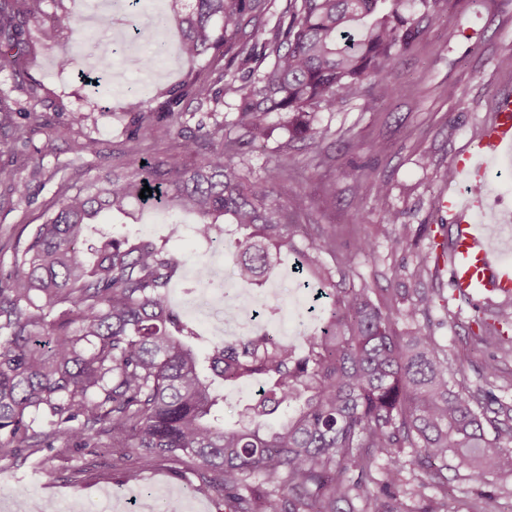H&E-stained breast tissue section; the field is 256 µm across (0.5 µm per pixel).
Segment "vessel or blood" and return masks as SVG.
Listing matches in <instances>:
<instances>
[{
    "instance_id": "1",
    "label": "vessel or blood",
    "mask_w": 512,
    "mask_h": 512,
    "mask_svg": "<svg viewBox=\"0 0 512 512\" xmlns=\"http://www.w3.org/2000/svg\"><path fill=\"white\" fill-rule=\"evenodd\" d=\"M512 161V95L497 99L495 118L482 138L455 165L463 183L485 178L504 161ZM450 224V283L454 296L472 301L488 295L512 296V226L489 229L481 219L491 207L485 194L453 192L442 200Z\"/></svg>"
}]
</instances>
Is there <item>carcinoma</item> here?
Wrapping results in <instances>:
<instances>
[{"instance_id": "1", "label": "carcinoma", "mask_w": 512, "mask_h": 512, "mask_svg": "<svg viewBox=\"0 0 512 512\" xmlns=\"http://www.w3.org/2000/svg\"><path fill=\"white\" fill-rule=\"evenodd\" d=\"M171 12L148 25L129 20L153 68L166 49L159 31H182L181 54L224 64L205 85H182L153 109L136 86L125 92L123 135L138 144L157 124L179 151L128 163L102 179L60 192L24 248L15 254L10 283L0 288V459L36 457L47 464L83 448H110L123 483L124 466L190 464L200 487L215 493L224 512H448L452 458L479 485L492 472L512 474V424L486 429L492 397L469 394L448 380L465 354L448 355L432 334L401 336L397 321L417 320L440 294L433 288H393L376 303L369 289L346 286L343 269L329 271L307 251L294 270L320 288L322 326L301 347L266 330L213 345L169 305L179 260L165 247L110 236L88 260L80 242L100 213L151 207L191 213L194 231L224 242L221 217L243 231L235 242V278L252 284L294 252L300 225L283 203L279 166L249 178L240 148L267 137L272 114L296 139L317 143L328 130L323 110L372 92L395 93L392 71L424 28L439 18L437 0H169ZM42 0H0V67L25 72L30 22ZM277 16L274 25L269 18ZM266 38L258 39V33ZM116 45L79 75L100 87L112 71ZM16 110L0 101V129L18 138L39 123L38 88ZM231 97L233 118L218 120ZM202 113L186 125L185 102ZM238 133L224 136V130ZM78 157L100 154L97 139L76 140ZM197 161L187 164L185 157ZM152 195L139 197L144 186ZM417 255L413 275L448 255ZM339 280H334V276ZM469 339L493 347L488 379L503 377L512 355V307L476 322ZM254 382L250 402L230 425L224 387ZM49 430H40L42 423ZM434 494H426V490ZM413 501L409 505L403 498Z\"/></svg>"}]
</instances>
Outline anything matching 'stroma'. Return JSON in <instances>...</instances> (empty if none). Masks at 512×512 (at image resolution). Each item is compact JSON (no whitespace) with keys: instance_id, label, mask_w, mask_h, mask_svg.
<instances>
[{"instance_id":"stroma-1","label":"stroma","mask_w":512,"mask_h":512,"mask_svg":"<svg viewBox=\"0 0 512 512\" xmlns=\"http://www.w3.org/2000/svg\"><path fill=\"white\" fill-rule=\"evenodd\" d=\"M95 0H44L42 14L30 26L26 80L40 83L37 110L42 129L23 140L12 131L0 130V168L19 171L27 182L25 194L0 183V280L14 270V256L22 249L31 230L42 221L44 212L56 201L61 186L83 184L113 167L139 161L160 153L174 152L177 142L165 130L129 150L122 133L125 82H136L137 72L127 80L113 79L108 95L92 94L74 71H58L56 62L64 55L92 62L95 55L125 32L128 15L124 11L95 12ZM438 24L424 29L421 36L399 60L394 81L398 93L390 99L364 97L340 105L320 115L329 135L320 143L289 139L286 131L275 130L263 148L247 151L242 168L250 176L262 174L271 161H281L287 176L285 197L301 195L305 203L293 220L322 232L325 240L317 255L331 267L350 274L355 286L371 288L381 302L392 288H438L448 298L447 307H434L419 315L416 323L399 322L398 330L417 326L429 330L438 344L455 352L466 338L476 317H488L503 304L501 296L473 304L453 298L448 270L438 266L423 279L412 276L415 256L428 252L434 236L446 219L439 205L448 181L442 174L495 117L497 97L512 91V72L498 68L497 59L512 53V0H440ZM80 17L85 27L95 30L91 41L80 40L72 31L68 14ZM56 24L55 40H43L39 29ZM174 52L154 68L148 89L155 102L167 91L182 84L203 81V62H191L176 54L180 38L175 26L160 34ZM67 124L65 134H52V126ZM92 136L103 147L98 156L77 157L71 150L75 139ZM378 181L388 183L386 209L397 213L395 232L407 234L411 246L405 251L390 247L381 231L382 211L352 195L354 184L362 188ZM194 216H182L172 223L163 213L146 210L136 220L113 218L90 225L86 237L96 242L104 235L124 231L151 238L182 260L169 288L174 310L187 315L196 287V261L209 249L193 230ZM361 238L373 243L371 255L359 254L354 243ZM487 353L471 351L461 368L455 369L457 388L491 390L512 407V386L506 379L486 381ZM79 471L78 482L69 475ZM448 508L450 512H472L480 491L492 493L489 512H512V476L489 475L484 484L471 482L465 469L449 464ZM197 478L184 465H153L140 468L138 482L121 485L112 478V456L103 448H90L71 459L40 465L36 459H0V512H15V497L25 494L28 507L54 503L58 512H70L75 503L91 507L101 502L102 492L122 496L121 512H147L154 495L163 490H183L193 495L194 512H217L209 493L196 490Z\"/></svg>"}]
</instances>
